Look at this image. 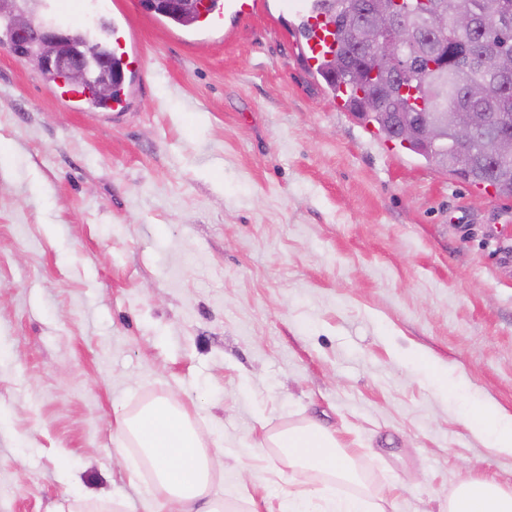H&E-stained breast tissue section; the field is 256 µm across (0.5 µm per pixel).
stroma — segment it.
<instances>
[{"label": "stroma", "mask_w": 512, "mask_h": 512, "mask_svg": "<svg viewBox=\"0 0 512 512\" xmlns=\"http://www.w3.org/2000/svg\"><path fill=\"white\" fill-rule=\"evenodd\" d=\"M97 3L142 48L121 115L0 49V512L88 490L153 512L112 410L160 396L222 458L229 512L316 493L259 445L309 419L359 475L338 489L386 512L512 489V456L463 424L512 412V197L337 111L280 0L216 32Z\"/></svg>", "instance_id": "1"}]
</instances>
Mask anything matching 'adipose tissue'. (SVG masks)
I'll use <instances>...</instances> for the list:
<instances>
[{"label": "adipose tissue", "mask_w": 512, "mask_h": 512, "mask_svg": "<svg viewBox=\"0 0 512 512\" xmlns=\"http://www.w3.org/2000/svg\"><path fill=\"white\" fill-rule=\"evenodd\" d=\"M120 443L138 448L154 478V497L178 503L181 512H224L210 494L215 460L188 410L167 397L155 398L136 412L115 407ZM488 447L512 456V413L483 402L464 421ZM264 446L282 449L291 467L326 475L319 491L322 512H373L369 496L342 495L337 481L354 483L358 475L334 431L308 421L263 435ZM447 512H512V491L487 480H464L448 500Z\"/></svg>", "instance_id": "adipose-tissue-1"}]
</instances>
